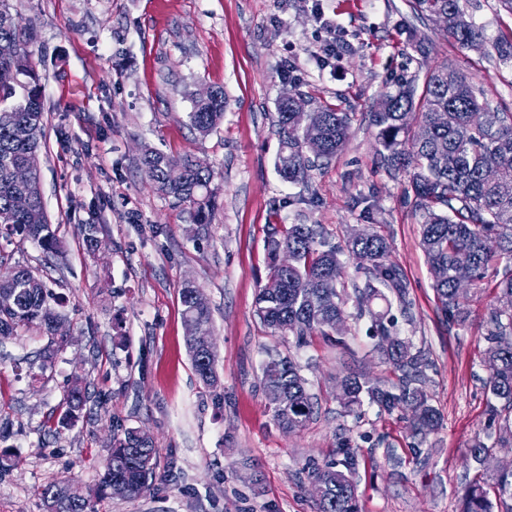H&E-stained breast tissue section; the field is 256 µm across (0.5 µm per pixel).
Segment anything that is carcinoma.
Returning <instances> with one entry per match:
<instances>
[{
	"label": "carcinoma",
	"instance_id": "cac0c4a2",
	"mask_svg": "<svg viewBox=\"0 0 512 512\" xmlns=\"http://www.w3.org/2000/svg\"><path fill=\"white\" fill-rule=\"evenodd\" d=\"M411 15L422 19L434 13L448 15L444 35L462 49H482L487 44L482 29L467 14L463 0H406ZM414 49L426 55L428 40L417 28H407ZM0 42L18 44V52L0 57V236H19L36 243L47 255L61 253V243L46 216L43 201L39 152L45 126L43 95L32 68L34 34L0 4ZM224 89L213 88V96L201 100L191 96L190 125L200 136L208 135L224 119ZM308 107L303 95L279 99L276 126L281 142L275 162L278 175L286 182L303 181L312 167L304 147L305 134L291 127L294 111ZM419 111L418 130L410 132L407 113ZM309 121L323 137L329 159L350 135L347 113L333 108L309 111ZM27 123L32 135L26 142L13 137L16 125ZM376 128L379 161L386 169L407 176L413 194V207L421 214V244L429 268L443 270L434 280V290L442 313L448 320L464 325L469 310L457 279L458 267H468L471 280L482 278L495 257L512 260V193L503 194L485 174L489 161L497 165L501 180L512 184V112H498L480 98L473 83L453 64L446 63L428 71L422 86L412 80L398 81L397 89L384 95L381 107L372 113ZM19 163L33 165L29 185L21 188L10 178V169ZM142 165L154 190L188 207L192 223L204 227L212 223L216 194L211 188L214 173L200 169L190 155L172 157L155 150L143 154ZM172 167L182 171V181L172 186L167 173ZM25 192L32 210L14 206L17 194ZM294 253V266L286 271L276 264L278 250ZM349 253L364 270L363 286L353 288L357 317L367 316L378 338L377 350L398 374L397 383L381 387L358 376L342 380L340 399L346 407L361 404L363 398L391 411L405 408L411 412L409 423L414 435L426 436L439 428L440 414L430 403L424 389L425 353L413 342L397 335L391 316V299L403 313H410L411 302L399 269L386 263L388 245L379 233L370 231L361 239L332 241L318 224H290L284 230L272 228L267 239L268 275L259 289L256 311L263 325L274 332H288L302 340L318 332L328 335L330 324L345 319L343 305L348 293L338 289L343 274L341 255ZM0 293L15 298V307L0 310V339L15 336L33 322L55 335L58 308L64 301L37 276L22 265L0 277ZM185 327V343L197 377L207 386L218 384L217 352H207L190 339L192 328L200 326L201 335L212 333L211 309L196 306L192 290L180 288ZM484 359L489 371L488 388L492 396L512 409V314L490 313ZM262 385L277 425L293 432L305 426L317 413L314 394L307 380L291 359L279 357L263 368ZM86 404L82 388L70 389L63 420L79 418ZM512 449V432L499 431L492 444L476 440L467 449V459L475 468L484 469V458L499 449ZM343 458H331L321 464L307 465L308 476L323 486L316 512H359L357 505L358 460L348 448L339 449ZM155 479L154 448L141 442L137 431H126L111 449L103 474L93 489H84L70 480L43 488L41 496L46 512H93L92 500L112 495V484L126 485L125 495L138 496L152 488ZM499 503L504 512H512L506 498H512V471H500L495 477ZM493 503L483 479L476 478L465 487L460 512H492Z\"/></svg>",
	"mask_w": 512,
	"mask_h": 512
}]
</instances>
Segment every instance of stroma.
I'll return each instance as SVG.
<instances>
[{
	"mask_svg": "<svg viewBox=\"0 0 512 512\" xmlns=\"http://www.w3.org/2000/svg\"><path fill=\"white\" fill-rule=\"evenodd\" d=\"M35 34L33 66L45 100L40 176L47 218L63 253L0 239V273L31 267L65 299L68 338L52 364L51 338L33 324L0 341V512H44L40 493L71 479L94 485L111 448L130 429L149 435L156 479L138 497H107L96 512H315L306 466L338 449L358 457L360 512H460L474 470L464 452L505 418L488 393L484 364L505 259L468 287L470 317L447 322L421 247L422 219L406 176L383 168L371 121L399 79L454 64L491 107L512 112V62L493 50L454 45L405 0H8ZM432 42H406L407 24ZM336 57L321 60L327 40ZM224 89V119L208 136L189 124L191 92ZM348 113L352 135L306 182L275 168L280 95ZM152 149L191 154L215 173L217 210L198 230L185 207L160 197L141 157ZM102 242L88 250L82 227ZM319 224L333 241L363 225L389 243L411 310L392 307L400 335L429 359L425 388L442 417L413 435L404 411L362 402L347 410L340 380L391 384L396 374L374 346L369 319L344 306L341 334L298 341L271 333L256 314L272 228ZM202 290L213 317L220 383L197 378L188 355L179 290ZM291 358L319 402L292 433L273 420L262 367ZM87 396L80 418L61 424L73 384Z\"/></svg>",
	"mask_w": 512,
	"mask_h": 512,
	"instance_id": "35a3bbf8",
	"label": "stroma"
}]
</instances>
